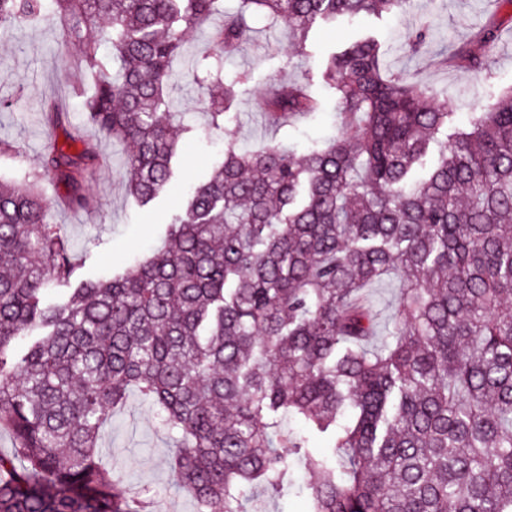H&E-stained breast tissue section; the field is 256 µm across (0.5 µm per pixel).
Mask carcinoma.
Returning <instances> with one entry per match:
<instances>
[{
	"label": "carcinoma",
	"mask_w": 512,
	"mask_h": 512,
	"mask_svg": "<svg viewBox=\"0 0 512 512\" xmlns=\"http://www.w3.org/2000/svg\"><path fill=\"white\" fill-rule=\"evenodd\" d=\"M94 30L74 60L84 122L122 142L139 206L172 183L179 112L167 97L185 60L210 97L224 161L196 185L151 256L58 302L68 239L41 184L87 208L97 155L53 145L23 181L0 178V512H147L99 453L102 427L134 390L176 443L169 467L199 512H263L292 460L313 481L306 512H512V88L466 128L432 92L388 72L373 39L329 56L341 133L302 155L238 145L224 113L244 72H224L262 15L302 47L319 20L403 12L412 0H52ZM44 0H0V30L43 17ZM208 31L211 49L186 34ZM486 25L453 57L483 65ZM112 52L104 55L100 46ZM275 125L322 105L278 82ZM402 288L384 335L368 287ZM27 338V346L15 348ZM294 418L298 431L284 430ZM315 438L332 452L309 451Z\"/></svg>",
	"instance_id": "obj_1"
}]
</instances>
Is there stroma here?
<instances>
[{"instance_id":"35a3bbf8","label":"stroma","mask_w":512,"mask_h":512,"mask_svg":"<svg viewBox=\"0 0 512 512\" xmlns=\"http://www.w3.org/2000/svg\"><path fill=\"white\" fill-rule=\"evenodd\" d=\"M492 20L499 25L498 39L483 69L444 66L446 55ZM254 26L252 39L224 58L225 71L248 75L237 86V101L225 117L246 148L274 139L301 153L337 134L335 93L323 81L322 71L330 53L364 38L381 44L391 72L413 77L447 101L453 123L459 127L466 126L473 113L493 107L501 93L512 87V0H413L402 14L321 21L298 54L288 50L286 27L267 30L259 17ZM422 26L428 29L427 40L419 52H411L409 42ZM0 40L6 44L0 50V99L11 103L8 111L0 112V141L16 148L7 174L19 178L36 169L47 138L65 142L63 129H48L42 121L47 103L65 102L70 123L82 126L85 139L96 145L102 158L86 185L88 208L51 213L52 221L61 225L70 240L77 263L74 278L95 279L131 264L160 243L166 227L180 212L184 196L224 159V138L208 127L205 90L190 81L173 87L171 94L179 102V122L184 128L182 159L171 189L142 208L126 193L123 144L83 127L80 101L68 95L65 75L71 70L76 35L49 13L38 23L0 32ZM284 80L308 84L323 104L321 111L288 126L269 123L259 98L270 83ZM172 447L173 439L157 409L135 392L100 435L103 460L121 467L125 485L147 501L152 512H197L193 497L172 483L167 465Z\"/></svg>"}]
</instances>
